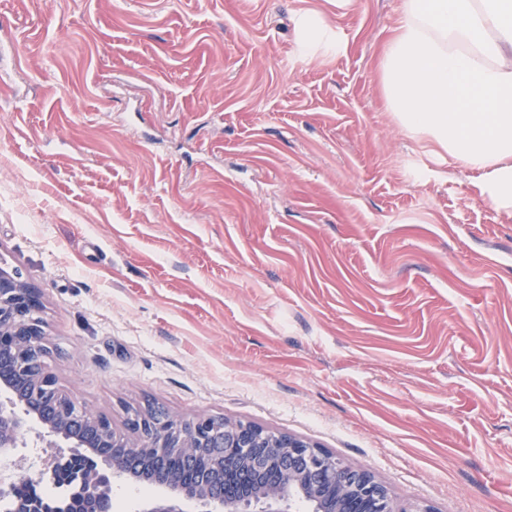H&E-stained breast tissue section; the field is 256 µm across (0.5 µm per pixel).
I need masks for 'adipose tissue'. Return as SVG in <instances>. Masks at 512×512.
Returning a JSON list of instances; mask_svg holds the SVG:
<instances>
[{
    "instance_id": "adipose-tissue-1",
    "label": "adipose tissue",
    "mask_w": 512,
    "mask_h": 512,
    "mask_svg": "<svg viewBox=\"0 0 512 512\" xmlns=\"http://www.w3.org/2000/svg\"><path fill=\"white\" fill-rule=\"evenodd\" d=\"M377 63L398 128L448 164L479 172L478 195L512 220V0H400ZM304 59L347 38L313 9L294 18Z\"/></svg>"
}]
</instances>
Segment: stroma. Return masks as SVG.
I'll return each mask as SVG.
<instances>
[{
	"mask_svg": "<svg viewBox=\"0 0 512 512\" xmlns=\"http://www.w3.org/2000/svg\"><path fill=\"white\" fill-rule=\"evenodd\" d=\"M398 2L0 0V257L115 429L253 423L397 512H512V221L386 111ZM304 7L345 55H297Z\"/></svg>",
	"mask_w": 512,
	"mask_h": 512,
	"instance_id": "obj_1",
	"label": "stroma"
}]
</instances>
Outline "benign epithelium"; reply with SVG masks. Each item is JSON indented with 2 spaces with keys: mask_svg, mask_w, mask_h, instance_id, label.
Instances as JSON below:
<instances>
[{
  "mask_svg": "<svg viewBox=\"0 0 512 512\" xmlns=\"http://www.w3.org/2000/svg\"><path fill=\"white\" fill-rule=\"evenodd\" d=\"M40 289L18 270L0 262V457L9 459L26 445L36 423L50 446L80 448L89 464L81 471L82 512H112L114 477L138 480L145 469L166 471L178 461L195 469L204 454L211 480L185 485L174 477L161 483L168 496L146 512H183L182 503L224 506V512H282L286 500H309L312 512H396L387 488L375 477L335 455L288 434L264 448L262 430L246 423L207 416L183 419L161 409L137 410L118 435L104 415L65 395L48 371L46 322ZM26 462L0 473V496H8L38 476H16Z\"/></svg>",
  "mask_w": 512,
  "mask_h": 512,
  "instance_id": "benign-epithelium-1",
  "label": "benign epithelium"
}]
</instances>
